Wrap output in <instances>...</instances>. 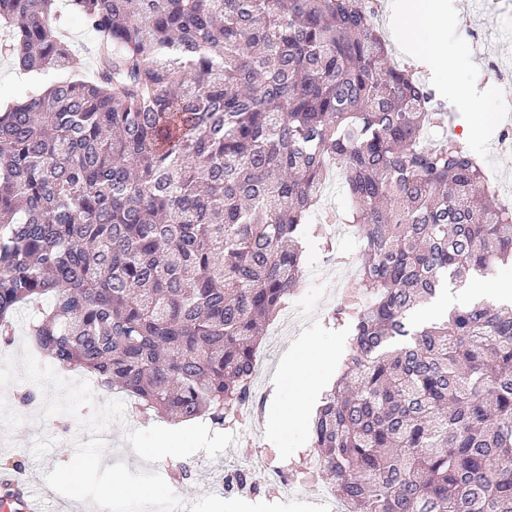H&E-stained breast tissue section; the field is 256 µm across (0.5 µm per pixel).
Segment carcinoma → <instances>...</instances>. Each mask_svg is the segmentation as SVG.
Wrapping results in <instances>:
<instances>
[{"label":"carcinoma","mask_w":512,"mask_h":512,"mask_svg":"<svg viewBox=\"0 0 512 512\" xmlns=\"http://www.w3.org/2000/svg\"><path fill=\"white\" fill-rule=\"evenodd\" d=\"M94 75L0 112V344L13 313L135 408L234 424L255 352L305 285L297 241L341 168L352 354L312 421L347 512H512V309L407 313L512 260V211L360 0H69ZM55 0H0L5 52L67 67Z\"/></svg>","instance_id":"1"}]
</instances>
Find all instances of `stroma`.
<instances>
[{"instance_id": "stroma-1", "label": "stroma", "mask_w": 512, "mask_h": 512, "mask_svg": "<svg viewBox=\"0 0 512 512\" xmlns=\"http://www.w3.org/2000/svg\"><path fill=\"white\" fill-rule=\"evenodd\" d=\"M58 8L61 35L74 52L73 70L90 76L95 66L93 49L98 37L87 27L83 18L66 5L65 0H60ZM475 26L480 27L486 35L485 41L478 45L468 37L469 29ZM448 38L458 45L465 62L450 72L447 78L431 76L429 83L438 99L445 103L447 130L449 135L455 136L462 129L463 113L449 99V83L474 88L475 100L487 108L493 109L499 105L497 99L488 97L483 91L486 73L482 55L492 52L504 65L512 68V4L499 0L498 4L484 11L471 12L460 25L449 29ZM60 77L57 71L38 76L23 73L12 58L0 54V106L25 97L33 90L43 89ZM470 147L482 157L489 178L499 181L504 187L512 186V155L501 153L497 126H485L481 137L471 142ZM339 300V294L333 293L332 284L326 278L309 281L307 288L296 295L295 302L302 309L306 327L301 336L286 343L283 349H272L267 354L264 375L255 388L257 399L263 401L265 406L264 416H253L251 424L241 426L238 437L230 445L225 444L224 431L220 428L216 429L213 442L200 444L188 441V451L182 462L189 469L190 476L181 483L183 494L193 500L207 493L223 495L225 474L233 472L244 458L267 454L288 469L302 473L305 482L302 500L326 503L327 491L323 479L306 472L307 461L314 454L309 446L308 434H274L265 428L264 417L277 412L278 405L272 399L274 382L284 365L302 364L303 346L335 348L339 350L341 358L349 357V337L336 333L328 325V318ZM8 391L11 395L9 408L23 417L24 422L14 429L0 422V467L15 464L33 473L47 512H84L82 503L59 496L43 483L45 474L51 472L55 465L68 463L74 456L69 442L74 418L66 414L44 417L48 394L33 382L16 379L9 385ZM29 391L35 394L36 399L30 405H22L20 397ZM167 425V419L138 414L131 415L125 423L112 424L109 428L111 440L104 455L105 463L122 461L134 473L155 471L167 474L172 460L159 451L161 436ZM145 448L150 451L146 457L141 454Z\"/></svg>"}]
</instances>
